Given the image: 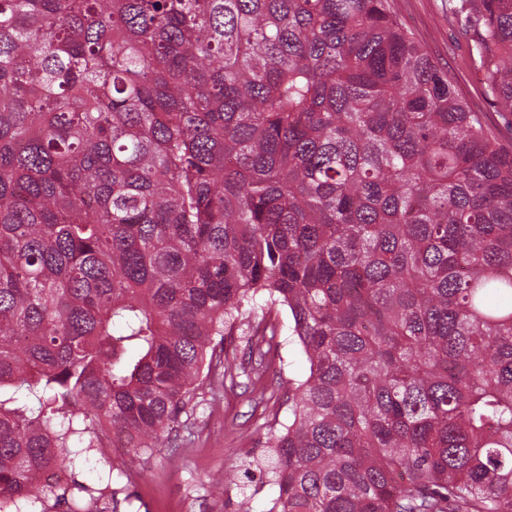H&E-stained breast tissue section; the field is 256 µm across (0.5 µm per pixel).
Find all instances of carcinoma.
I'll list each match as a JSON object with an SVG mask.
<instances>
[{
  "mask_svg": "<svg viewBox=\"0 0 512 512\" xmlns=\"http://www.w3.org/2000/svg\"><path fill=\"white\" fill-rule=\"evenodd\" d=\"M451 10L512 115V0ZM251 321L245 391L309 364L269 512H512V151L393 0H0V512H104L42 473Z\"/></svg>",
  "mask_w": 512,
  "mask_h": 512,
  "instance_id": "cac0c4a2",
  "label": "carcinoma"
}]
</instances>
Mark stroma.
Listing matches in <instances>:
<instances>
[{
    "label": "stroma",
    "instance_id": "35a3bbf8",
    "mask_svg": "<svg viewBox=\"0 0 512 512\" xmlns=\"http://www.w3.org/2000/svg\"><path fill=\"white\" fill-rule=\"evenodd\" d=\"M401 22L428 53L448 70L457 94L499 128L502 142L512 146V124L501 114L472 69L476 36L463 20L448 11V0H396ZM308 365L294 344H282L270 369L280 388L253 401L240 388L211 392L201 386L176 426L175 452L132 459L103 450L75 466L76 480L97 488L120 487L127 474L138 481L132 505L118 512H269L277 496L274 485L254 481L247 490L220 487L227 469L263 461L274 434L288 422L283 385L303 379Z\"/></svg>",
    "mask_w": 512,
    "mask_h": 512
}]
</instances>
